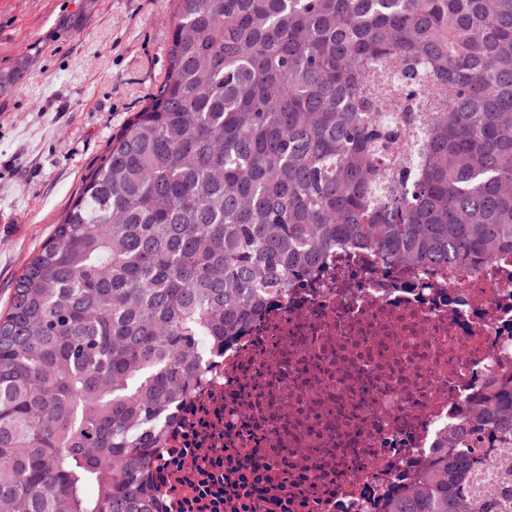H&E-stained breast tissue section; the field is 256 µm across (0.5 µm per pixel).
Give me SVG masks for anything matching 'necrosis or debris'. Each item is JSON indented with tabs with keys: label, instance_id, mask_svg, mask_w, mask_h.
<instances>
[{
	"label": "necrosis or debris",
	"instance_id": "necrosis-or-debris-1",
	"mask_svg": "<svg viewBox=\"0 0 512 512\" xmlns=\"http://www.w3.org/2000/svg\"><path fill=\"white\" fill-rule=\"evenodd\" d=\"M200 351L153 455L159 512H382L512 365V253L468 275L344 239Z\"/></svg>",
	"mask_w": 512,
	"mask_h": 512
}]
</instances>
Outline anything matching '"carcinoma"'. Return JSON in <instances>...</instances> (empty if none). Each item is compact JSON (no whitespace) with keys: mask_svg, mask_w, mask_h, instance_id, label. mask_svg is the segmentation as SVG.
<instances>
[{"mask_svg":"<svg viewBox=\"0 0 512 512\" xmlns=\"http://www.w3.org/2000/svg\"><path fill=\"white\" fill-rule=\"evenodd\" d=\"M355 238L512 251V0H176L168 68L0 315V512H154L161 421ZM512 370L384 512H512Z\"/></svg>","mask_w":512,"mask_h":512,"instance_id":"carcinoma-1","label":"carcinoma"}]
</instances>
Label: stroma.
I'll list each match as a JSON object with an SVG mask.
<instances>
[{
    "mask_svg": "<svg viewBox=\"0 0 512 512\" xmlns=\"http://www.w3.org/2000/svg\"><path fill=\"white\" fill-rule=\"evenodd\" d=\"M175 0H0V307L168 67Z\"/></svg>",
    "mask_w": 512,
    "mask_h": 512,
    "instance_id": "35a3bbf8",
    "label": "stroma"
}]
</instances>
